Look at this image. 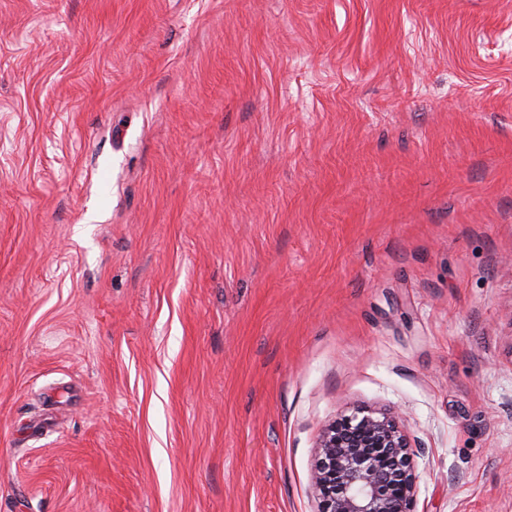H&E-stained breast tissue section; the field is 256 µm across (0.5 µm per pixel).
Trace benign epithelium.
<instances>
[{
  "instance_id": "7a95c632",
  "label": "benign epithelium",
  "mask_w": 512,
  "mask_h": 512,
  "mask_svg": "<svg viewBox=\"0 0 512 512\" xmlns=\"http://www.w3.org/2000/svg\"><path fill=\"white\" fill-rule=\"evenodd\" d=\"M414 452L397 415L359 409L321 431L317 512H414Z\"/></svg>"
}]
</instances>
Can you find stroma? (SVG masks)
I'll return each instance as SVG.
<instances>
[{"instance_id": "1", "label": "stroma", "mask_w": 512, "mask_h": 512, "mask_svg": "<svg viewBox=\"0 0 512 512\" xmlns=\"http://www.w3.org/2000/svg\"><path fill=\"white\" fill-rule=\"evenodd\" d=\"M358 408L512 512V0H0V512H317Z\"/></svg>"}]
</instances>
